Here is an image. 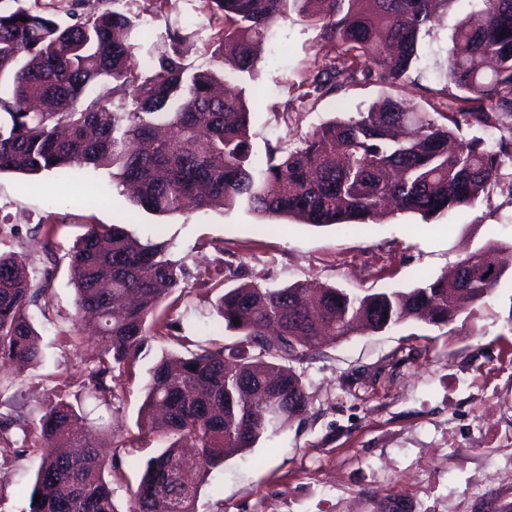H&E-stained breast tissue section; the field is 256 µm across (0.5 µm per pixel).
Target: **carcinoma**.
I'll use <instances>...</instances> for the list:
<instances>
[{
  "mask_svg": "<svg viewBox=\"0 0 512 512\" xmlns=\"http://www.w3.org/2000/svg\"><path fill=\"white\" fill-rule=\"evenodd\" d=\"M0 0V173L67 176L92 165L134 187L132 205L168 215L189 207L244 208L311 226H356L390 214L388 202L423 219L475 205L512 160V0H476L482 21L459 22L450 38L445 83L421 106L392 94L408 80L418 46L455 0H191L201 21L154 33L142 63L132 38L136 0ZM296 17L320 30L314 59L294 83L297 109L314 111L345 87L389 89L366 110L325 121L300 146L253 150L246 89L261 45ZM27 21H21V18ZM202 41L211 67L189 62L182 46ZM443 273L420 286L359 294L302 283L263 288L221 282L214 304L230 339L185 335L163 309L190 277L169 243L142 239L122 224H91L69 251L75 313L53 320L74 343L82 316L95 314L100 349L87 395L122 402L151 342L174 350L148 370L137 427L163 449L142 467L129 512H197L199 486L224 459L256 445L307 412L303 382L290 366L324 336L344 340L407 322L448 325L501 285ZM22 256L0 251V364H38L43 352L31 307L54 304ZM40 439L29 512H116L109 426L91 434L84 397L60 398L38 421L0 416V446ZM40 496L34 502V496Z\"/></svg>",
  "mask_w": 512,
  "mask_h": 512,
  "instance_id": "obj_1",
  "label": "carcinoma"
}]
</instances>
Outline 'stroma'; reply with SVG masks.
<instances>
[{
  "label": "stroma",
  "instance_id": "obj_1",
  "mask_svg": "<svg viewBox=\"0 0 512 512\" xmlns=\"http://www.w3.org/2000/svg\"><path fill=\"white\" fill-rule=\"evenodd\" d=\"M476 8L454 0L427 36L404 95L423 99L441 88V66L454 25ZM318 30L280 22L265 45L256 80L251 133L257 153L267 143H296L314 126L343 112L368 108L382 86L346 88L318 111L281 112L291 82L317 49ZM100 198L86 207L84 189ZM53 233H45V225ZM91 224H123L143 238L172 242L191 271L183 298L169 312L185 331L220 343L212 303L226 263L242 280L280 288L296 282L349 292L411 289L447 271L489 241L512 243V162L475 206L425 220L397 211L380 224L314 227L233 209L191 208L156 216L133 211L107 170L86 167L60 178L0 174V249L20 253L34 278L50 277L48 295L73 313L66 252ZM44 353L41 364L8 368L15 384L0 394V412L21 405L39 417L50 397L78 393L97 361V342L81 331L63 343L55 326L34 315ZM154 359H141L113 430L131 445L112 451L117 512H128L137 465L153 455L157 437L136 420ZM309 402L304 417L283 424L253 448L212 470L197 497V512H506L512 507V282L446 326L407 323L379 334L303 351L292 362ZM39 452L10 454L0 466V512H28Z\"/></svg>",
  "mask_w": 512,
  "mask_h": 512
}]
</instances>
